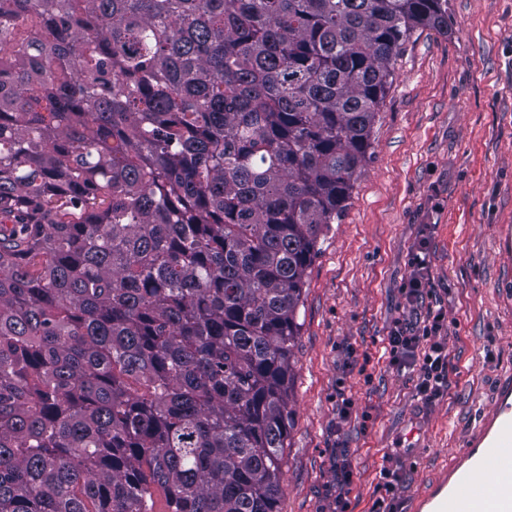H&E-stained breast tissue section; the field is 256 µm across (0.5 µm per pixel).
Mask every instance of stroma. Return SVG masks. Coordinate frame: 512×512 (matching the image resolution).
<instances>
[{
    "instance_id": "35a3bbf8",
    "label": "stroma",
    "mask_w": 512,
    "mask_h": 512,
    "mask_svg": "<svg viewBox=\"0 0 512 512\" xmlns=\"http://www.w3.org/2000/svg\"><path fill=\"white\" fill-rule=\"evenodd\" d=\"M422 238L418 309L443 308L448 343V389L430 403L386 350L410 316L401 288ZM298 322L280 512H333L342 453L346 512H372L388 455L404 512H419L512 381V0H448L447 32L413 33L371 158L307 271ZM352 475L353 472L350 460L347 457H343L336 466V477L339 490L336 495V507H334V512H344L346 509V496L350 493Z\"/></svg>"
}]
</instances>
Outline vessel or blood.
Returning a JSON list of instances; mask_svg holds the SVG:
<instances>
[{
    "instance_id": "obj_1",
    "label": "vessel or blood",
    "mask_w": 512,
    "mask_h": 512,
    "mask_svg": "<svg viewBox=\"0 0 512 512\" xmlns=\"http://www.w3.org/2000/svg\"><path fill=\"white\" fill-rule=\"evenodd\" d=\"M431 512H512V392L498 394L479 439L459 452L447 482L427 493Z\"/></svg>"
}]
</instances>
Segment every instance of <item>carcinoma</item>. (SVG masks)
Listing matches in <instances>:
<instances>
[{
	"label": "carcinoma",
	"mask_w": 512,
	"mask_h": 512,
	"mask_svg": "<svg viewBox=\"0 0 512 512\" xmlns=\"http://www.w3.org/2000/svg\"><path fill=\"white\" fill-rule=\"evenodd\" d=\"M448 0H0V512H279L308 268Z\"/></svg>",
	"instance_id": "1"
}]
</instances>
